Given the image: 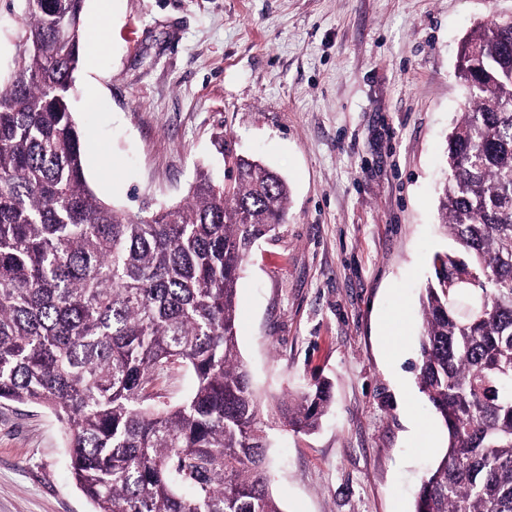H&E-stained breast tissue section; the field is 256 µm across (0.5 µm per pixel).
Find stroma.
<instances>
[{
  "label": "stroma",
  "instance_id": "stroma-1",
  "mask_svg": "<svg viewBox=\"0 0 512 512\" xmlns=\"http://www.w3.org/2000/svg\"><path fill=\"white\" fill-rule=\"evenodd\" d=\"M493 16L512 0H84L71 107L100 200L146 218L241 153L288 181L237 285L264 406L331 388L315 432L266 427L283 512H413L445 445L417 379L420 294L453 245L436 189L458 50ZM20 30V0H0L1 78ZM92 509L54 414L0 404V512Z\"/></svg>",
  "mask_w": 512,
  "mask_h": 512
}]
</instances>
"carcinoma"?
Masks as SVG:
<instances>
[{
	"mask_svg": "<svg viewBox=\"0 0 512 512\" xmlns=\"http://www.w3.org/2000/svg\"><path fill=\"white\" fill-rule=\"evenodd\" d=\"M25 40L0 80V403L64 427L94 512H283L270 491L264 409L240 357L237 281L283 223L289 188L233 157L149 218L101 201L70 110L84 0H21ZM464 112L448 135L439 224L420 296L418 382L446 432L413 512H512V21L477 23L456 66ZM473 297L474 315L459 300ZM194 377L158 400L170 369ZM327 384L281 400L292 430L318 427ZM194 379L191 371L181 368L170 372L159 381L156 390L160 400L168 403H179L187 398L193 387Z\"/></svg>",
	"mask_w": 512,
	"mask_h": 512,
	"instance_id": "cac0c4a2",
	"label": "carcinoma"
}]
</instances>
